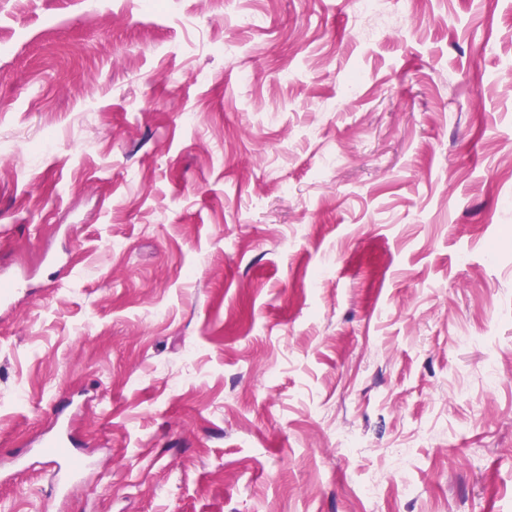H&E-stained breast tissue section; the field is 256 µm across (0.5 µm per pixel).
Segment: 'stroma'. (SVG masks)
Masks as SVG:
<instances>
[{
  "instance_id": "1",
  "label": "stroma",
  "mask_w": 512,
  "mask_h": 512,
  "mask_svg": "<svg viewBox=\"0 0 512 512\" xmlns=\"http://www.w3.org/2000/svg\"><path fill=\"white\" fill-rule=\"evenodd\" d=\"M86 2L0 0V460H93L0 512H512V0ZM71 420L72 415L65 410L56 412L51 428L52 435L40 450L43 461L53 465L56 493L67 492L70 482L88 466L78 454L64 449L71 445Z\"/></svg>"
}]
</instances>
